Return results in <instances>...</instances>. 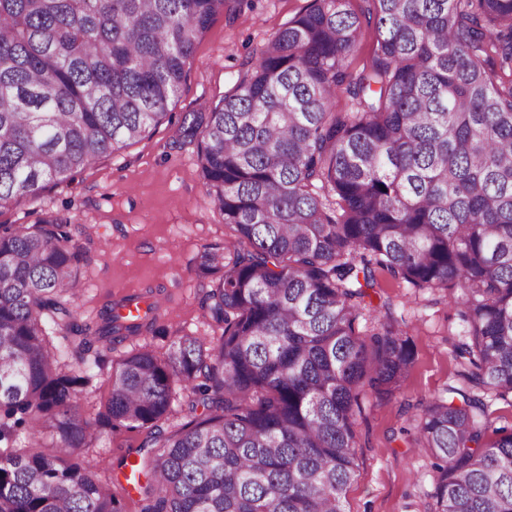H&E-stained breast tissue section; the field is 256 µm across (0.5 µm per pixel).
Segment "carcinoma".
Here are the masks:
<instances>
[{
    "label": "carcinoma",
    "instance_id": "cac0c4a2",
    "mask_svg": "<svg viewBox=\"0 0 512 512\" xmlns=\"http://www.w3.org/2000/svg\"><path fill=\"white\" fill-rule=\"evenodd\" d=\"M239 0H0V209L142 139L168 117L196 45ZM375 47L345 66L363 25L350 0H311L180 135L198 141L212 207L234 227L201 269L211 342L137 345L84 414L94 344L158 333L159 306L99 321L74 310L91 241L40 212L0 224V512H127L76 453L110 427L145 432L135 512H346L357 415L400 393L407 325L360 327L384 274L457 308L458 383L421 407L433 459L426 512H512V0H372ZM347 85L353 112H338ZM58 333L65 350L48 347ZM181 382L203 412L163 424ZM30 428L28 448H14ZM47 436L53 450L41 443ZM487 419L490 430L501 426L512 425V406L503 400L489 401Z\"/></svg>",
    "mask_w": 512,
    "mask_h": 512
}]
</instances>
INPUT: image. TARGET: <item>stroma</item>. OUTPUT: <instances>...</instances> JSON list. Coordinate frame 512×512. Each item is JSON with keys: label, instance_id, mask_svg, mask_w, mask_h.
Instances as JSON below:
<instances>
[{"label": "stroma", "instance_id": "obj_1", "mask_svg": "<svg viewBox=\"0 0 512 512\" xmlns=\"http://www.w3.org/2000/svg\"><path fill=\"white\" fill-rule=\"evenodd\" d=\"M309 2L254 0L235 16H215L196 46L185 86L169 105L171 120L69 181L46 188L34 204L0 210V224H31L40 211L51 210L92 238L75 301L83 321L94 320L105 304L123 297L156 294L164 334L150 342L158 351L184 334L214 336L201 307L200 257L206 248L234 241L235 232L211 207L197 166V144L180 137L179 125L184 113L217 102L265 40ZM382 284L393 316L409 327L415 361L398 399L381 402L370 395L362 401L356 450L360 476L346 492L345 509L425 512L435 486L431 459L400 435V427L411 424L400 403L429 398L455 382L452 343L462 328L453 305L433 303L429 291L387 278ZM129 349L126 342L99 348L100 363L91 367L86 390L87 415H94L106 399L112 365ZM144 438L141 431L107 428L80 458L91 462L101 479L111 480L118 493L123 474L117 459L124 454L136 460L151 457Z\"/></svg>", "mask_w": 512, "mask_h": 512}]
</instances>
